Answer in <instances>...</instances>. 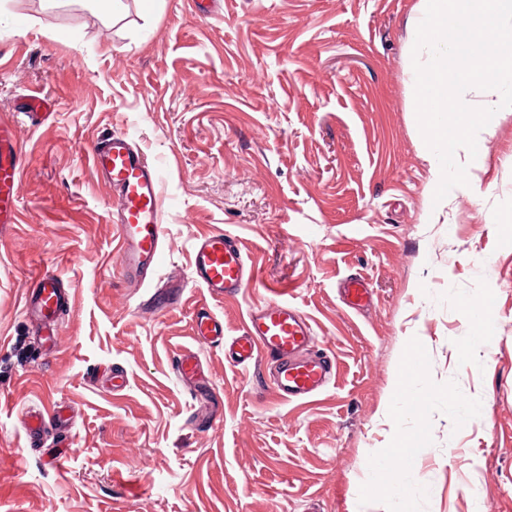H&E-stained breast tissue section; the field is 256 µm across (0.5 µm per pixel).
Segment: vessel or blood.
<instances>
[{
	"label": "vessel or blood",
	"mask_w": 512,
	"mask_h": 512,
	"mask_svg": "<svg viewBox=\"0 0 512 512\" xmlns=\"http://www.w3.org/2000/svg\"><path fill=\"white\" fill-rule=\"evenodd\" d=\"M89 157L97 176L118 200L114 212L120 247L118 265L124 282L145 280L159 264L163 253L161 221V174L150 163L128 133L109 132L92 144ZM24 159L9 126H0V228L9 229L18 219V185ZM193 283L210 296H235L254 283L258 271L249 261L236 236L215 230L201 236L194 249L190 271ZM351 309L365 304L371 288L362 278L351 277L344 288ZM67 300L58 274L44 270L29 278L25 312L36 326L48 327ZM197 348L185 349L175 363V372L190 389L201 409L198 420L214 419L211 390L204 380L203 346L223 347L230 361L247 369L264 360L271 371L269 381L275 397L284 401L307 402L331 383L335 362L317 346L310 319L293 301L275 298L253 305L238 336L224 335V320L208 309L193 318ZM69 419L55 411L52 419L29 413L23 424L31 445H41L47 427L68 434Z\"/></svg>",
	"instance_id": "obj_1"
}]
</instances>
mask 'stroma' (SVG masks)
I'll list each match as a JSON object with an SVG mask.
<instances>
[{
    "label": "stroma",
    "mask_w": 512,
    "mask_h": 512,
    "mask_svg": "<svg viewBox=\"0 0 512 512\" xmlns=\"http://www.w3.org/2000/svg\"><path fill=\"white\" fill-rule=\"evenodd\" d=\"M124 4L113 19L93 0H0V124L25 160L20 221L0 234V512H512V112L437 203L409 110L416 0ZM35 91L52 110L39 127L18 110ZM114 131L162 175L163 256L138 288L88 162ZM214 229L259 271L234 297L190 279ZM46 269L71 295L50 338L24 313ZM352 275L372 290L360 312L338 293ZM171 281L178 305L143 306ZM279 288L313 319L333 382L282 403L260 368L204 348L218 401L199 424L172 369L194 311L236 336ZM484 299L479 322L463 304ZM60 407L67 444L50 430L29 447L25 410ZM419 427L416 467L399 465L396 435Z\"/></svg>",
    "instance_id": "35a3bbf8"
}]
</instances>
